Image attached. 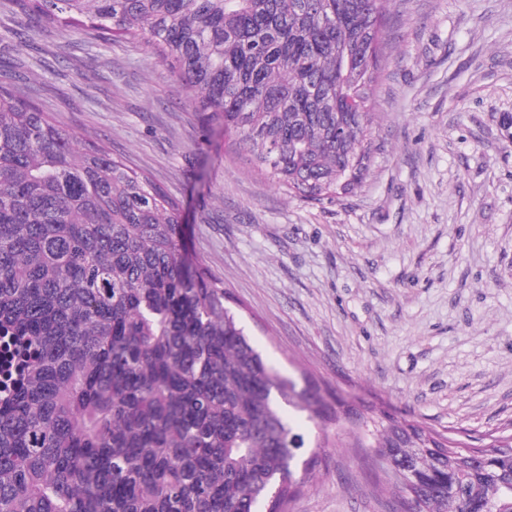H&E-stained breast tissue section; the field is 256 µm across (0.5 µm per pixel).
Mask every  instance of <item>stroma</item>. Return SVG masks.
<instances>
[{"label":"stroma","instance_id":"35a3bbf8","mask_svg":"<svg viewBox=\"0 0 512 512\" xmlns=\"http://www.w3.org/2000/svg\"><path fill=\"white\" fill-rule=\"evenodd\" d=\"M383 14L370 169L319 202L258 174L147 40L45 26L0 41V69L179 202L189 254L283 376L476 445L512 424V0ZM320 453L290 512H394L358 449Z\"/></svg>","mask_w":512,"mask_h":512}]
</instances>
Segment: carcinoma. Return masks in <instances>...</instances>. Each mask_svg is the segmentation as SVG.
I'll return each mask as SVG.
<instances>
[{
  "mask_svg": "<svg viewBox=\"0 0 512 512\" xmlns=\"http://www.w3.org/2000/svg\"><path fill=\"white\" fill-rule=\"evenodd\" d=\"M145 37L258 171L320 201L371 162L383 0H25ZM180 205L0 77V512H288L287 409L365 448L399 512H512V426L476 448L297 389L183 247ZM336 435H331V430Z\"/></svg>",
  "mask_w": 512,
  "mask_h": 512,
  "instance_id": "obj_1",
  "label": "carcinoma"
}]
</instances>
